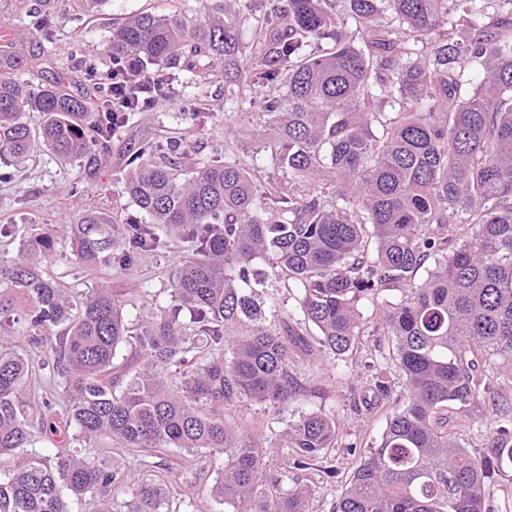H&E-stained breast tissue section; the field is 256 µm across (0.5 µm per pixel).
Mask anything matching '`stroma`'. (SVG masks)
<instances>
[{
  "mask_svg": "<svg viewBox=\"0 0 512 512\" xmlns=\"http://www.w3.org/2000/svg\"><path fill=\"white\" fill-rule=\"evenodd\" d=\"M37 0H0V20L5 21L16 52L29 68L20 72L21 80L46 86L63 82L75 94L91 95L84 79L85 57L100 56L109 38V23L130 16L147 7L171 8L183 14L197 15L199 0H109L102 15L75 19L71 12H55L48 29L38 30L29 23ZM81 37L85 56L72 57L69 46L73 37ZM184 89L173 82L168 95L148 111L138 113L121 128L109 144L108 162L97 177L86 176L75 162L61 160L48 149L33 153L21 166H13L9 156L0 157V170H11L12 180L0 182V265L16 260L27 230L36 225L54 227L69 223L79 210L97 208L117 214L119 219L136 215V207L124 193L123 177L127 155L134 143L164 140L167 130L179 128L188 149L197 155L223 156L235 152L242 159H256L261 181L280 179L269 153L261 151L247 131L259 127L260 114L237 115L224 103V81L220 78L196 79L192 94L200 98L203 110L189 120H178ZM162 246L140 256L132 265H111L94 271L76 263L69 241L58 236L56 250L47 262L49 273L65 287L87 292L109 285L116 288L125 304L128 319H136L171 303L178 266L193 253L192 243L175 232L162 234ZM388 337L374 325H367L357 351L330 363L299 357L296 374L305 388L303 397L287 411L273 414L261 406L245 410L227 409L229 420L247 427L259 445L268 451L271 465H279L286 450L282 434L289 421L299 413L321 408L332 410L340 424L342 445L335 450L336 476L324 483L313 512H330L345 479L360 454L379 440L387 412L369 408L373 399V379L383 376L394 390H401L397 366L388 360ZM451 424L457 425L470 449L486 442L497 421L484 403L472 404L465 413L449 411Z\"/></svg>",
  "mask_w": 512,
  "mask_h": 512,
  "instance_id": "obj_1",
  "label": "stroma"
}]
</instances>
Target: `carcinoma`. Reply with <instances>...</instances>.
I'll return each mask as SVG.
<instances>
[{
    "instance_id": "cac0c4a2",
    "label": "carcinoma",
    "mask_w": 512,
    "mask_h": 512,
    "mask_svg": "<svg viewBox=\"0 0 512 512\" xmlns=\"http://www.w3.org/2000/svg\"><path fill=\"white\" fill-rule=\"evenodd\" d=\"M236 2L115 23L85 69L95 112L59 84L19 81L24 60L0 50V156L22 163L47 148L97 174L113 135L173 76L222 74L232 108L263 114L253 134L283 175L262 192L258 165L233 153H185L184 164L176 136L133 146L124 192L151 223L89 208L64 233L86 269L129 263L162 225L194 243L171 307L135 322L116 290L78 295L47 272L52 229L31 230L23 257L0 266L11 292L0 297V458L11 460L0 512H72V497L94 512H182L176 475L202 451L221 460L216 504L312 512L336 476V412L290 422V453L273 471L224 409H288L301 395L299 354L338 360L369 322L391 338L404 399L333 512H485L489 485L512 470V403L486 374L512 365V0H336V11L288 0L255 18L250 44ZM125 68L142 75L141 91L114 112L112 76ZM270 276L299 291L298 314L267 318L256 296ZM36 366L61 408L22 404ZM478 400L498 416L479 451L448 426V406ZM60 438L65 448L43 454ZM103 441L139 452L145 472L95 452Z\"/></svg>"
}]
</instances>
